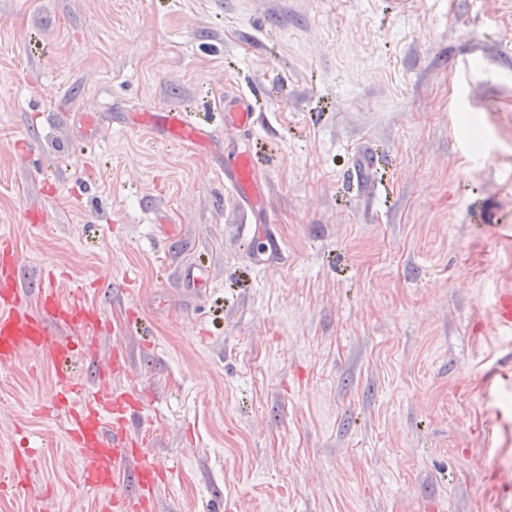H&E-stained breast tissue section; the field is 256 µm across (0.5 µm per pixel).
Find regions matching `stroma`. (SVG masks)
<instances>
[{
	"label": "stroma",
	"instance_id": "1",
	"mask_svg": "<svg viewBox=\"0 0 512 512\" xmlns=\"http://www.w3.org/2000/svg\"><path fill=\"white\" fill-rule=\"evenodd\" d=\"M237 92L257 122L233 136L216 106ZM158 107L212 148L128 125ZM230 137L266 184L282 251L263 265L219 168ZM0 238L22 282L54 271L100 314L88 393L125 356L111 386L139 394L168 471L154 512H497L512 0H0ZM53 389L41 352L0 367V512H99ZM493 310L498 328L503 332H512V293L498 291L493 297Z\"/></svg>",
	"mask_w": 512,
	"mask_h": 512
}]
</instances>
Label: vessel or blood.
<instances>
[{
  "label": "vessel or blood",
  "mask_w": 512,
  "mask_h": 512,
  "mask_svg": "<svg viewBox=\"0 0 512 512\" xmlns=\"http://www.w3.org/2000/svg\"><path fill=\"white\" fill-rule=\"evenodd\" d=\"M223 111L229 130L247 131L256 121L241 93L225 96ZM131 124L188 148L206 149L213 141L209 127L173 108L135 114ZM224 185L252 214H263L265 185L251 157L231 143L224 146ZM21 265L12 244L0 243V366H9L28 350L44 354L57 369L54 399L77 405L68 417L67 439L80 451L84 484L92 490H112V497L102 502L103 512H146L166 472L140 460V442L130 427L135 400L112 395L106 388L87 395L85 385L68 372L74 355L91 353L90 339L100 330L97 314L83 303L81 289H74L69 300H61L55 274L23 286ZM32 293L38 300L34 308L28 303ZM493 310L498 328L511 333L512 293L496 292ZM125 480L132 488L123 492L119 486Z\"/></svg>",
  "instance_id": "vessel-or-blood-1"
}]
</instances>
